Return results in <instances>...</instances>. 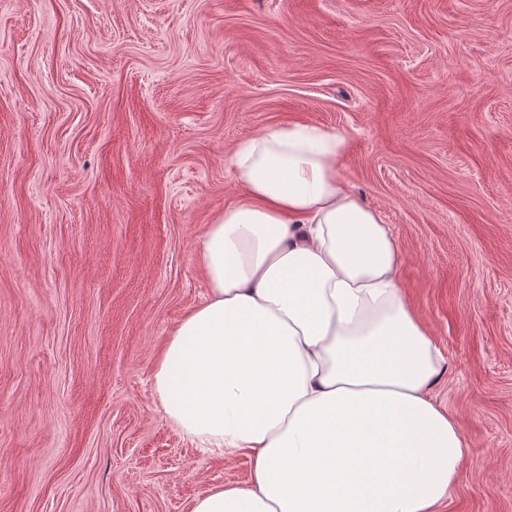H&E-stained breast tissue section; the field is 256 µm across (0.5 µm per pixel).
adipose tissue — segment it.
<instances>
[{"label": "adipose tissue", "mask_w": 512, "mask_h": 512, "mask_svg": "<svg viewBox=\"0 0 512 512\" xmlns=\"http://www.w3.org/2000/svg\"><path fill=\"white\" fill-rule=\"evenodd\" d=\"M346 145L293 125L234 151L245 193L202 237L207 296L154 390L184 434L244 452L253 475L192 512H438L452 493L467 448L430 396L441 355L389 225L344 183Z\"/></svg>", "instance_id": "adipose-tissue-1"}]
</instances>
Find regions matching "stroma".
<instances>
[{
	"label": "stroma",
	"instance_id": "1",
	"mask_svg": "<svg viewBox=\"0 0 512 512\" xmlns=\"http://www.w3.org/2000/svg\"><path fill=\"white\" fill-rule=\"evenodd\" d=\"M345 133L468 448L512 512V0H0V512H190L247 484L153 391L259 131Z\"/></svg>",
	"mask_w": 512,
	"mask_h": 512
}]
</instances>
